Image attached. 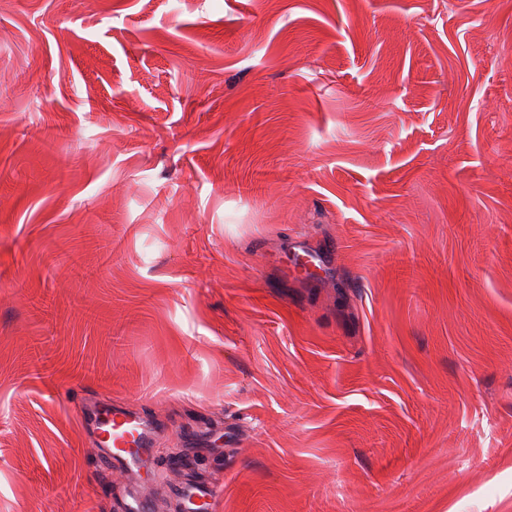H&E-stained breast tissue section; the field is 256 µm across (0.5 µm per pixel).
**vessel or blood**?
I'll list each match as a JSON object with an SVG mask.
<instances>
[{
    "mask_svg": "<svg viewBox=\"0 0 512 512\" xmlns=\"http://www.w3.org/2000/svg\"><path fill=\"white\" fill-rule=\"evenodd\" d=\"M85 421L97 435V444L120 467L140 468L148 461L152 440L146 424L134 409L97 404L83 409ZM221 490L202 483L187 484L176 491L184 512H214Z\"/></svg>",
    "mask_w": 512,
    "mask_h": 512,
    "instance_id": "vessel-or-blood-1",
    "label": "vessel or blood"
}]
</instances>
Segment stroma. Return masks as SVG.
I'll list each match as a JSON object with an SVG mask.
<instances>
[{
	"label": "stroma",
	"mask_w": 512,
	"mask_h": 512,
	"mask_svg": "<svg viewBox=\"0 0 512 512\" xmlns=\"http://www.w3.org/2000/svg\"><path fill=\"white\" fill-rule=\"evenodd\" d=\"M185 457L512 512V0H0V512H177ZM85 421L98 435L97 446L109 454L119 467H143L151 453L152 440L146 424L134 409L112 404L85 406Z\"/></svg>",
	"instance_id": "35a3bbf8"
}]
</instances>
